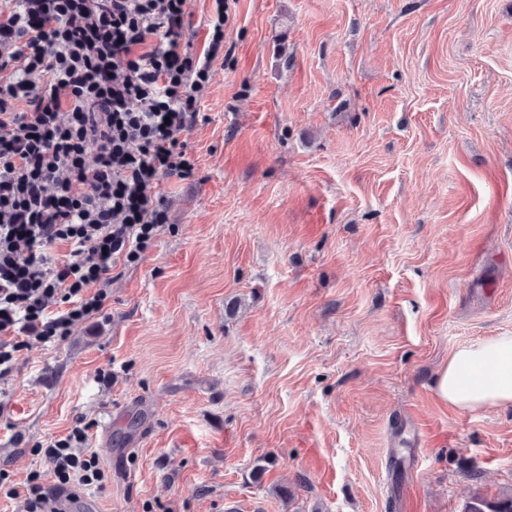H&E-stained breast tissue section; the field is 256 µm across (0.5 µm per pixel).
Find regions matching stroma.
Returning a JSON list of instances; mask_svg holds the SVG:
<instances>
[{
  "mask_svg": "<svg viewBox=\"0 0 512 512\" xmlns=\"http://www.w3.org/2000/svg\"><path fill=\"white\" fill-rule=\"evenodd\" d=\"M194 180L105 316L0 380V462L77 419L72 512H461L512 405L435 391L512 334V0H228ZM289 497H281V489Z\"/></svg>",
  "mask_w": 512,
  "mask_h": 512,
  "instance_id": "obj_1",
  "label": "stroma"
}]
</instances>
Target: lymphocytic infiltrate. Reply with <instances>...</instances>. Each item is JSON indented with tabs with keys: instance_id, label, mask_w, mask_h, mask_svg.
<instances>
[{
	"instance_id": "f902f5d3",
	"label": "lymphocytic infiltrate",
	"mask_w": 512,
	"mask_h": 512,
	"mask_svg": "<svg viewBox=\"0 0 512 512\" xmlns=\"http://www.w3.org/2000/svg\"><path fill=\"white\" fill-rule=\"evenodd\" d=\"M213 2L199 53L186 0H0V377L23 348L102 315L113 267L168 223L158 187L193 176L184 134L224 47V0ZM86 439L78 424L39 448L56 482L33 474L22 494L0 464V495L49 512L103 484Z\"/></svg>"
}]
</instances>
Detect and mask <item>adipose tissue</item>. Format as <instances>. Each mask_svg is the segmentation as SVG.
Here are the masks:
<instances>
[{
	"mask_svg": "<svg viewBox=\"0 0 512 512\" xmlns=\"http://www.w3.org/2000/svg\"><path fill=\"white\" fill-rule=\"evenodd\" d=\"M439 399L459 410L512 404V335L459 347L436 378Z\"/></svg>",
	"mask_w": 512,
	"mask_h": 512,
	"instance_id": "obj_1",
	"label": "adipose tissue"
}]
</instances>
